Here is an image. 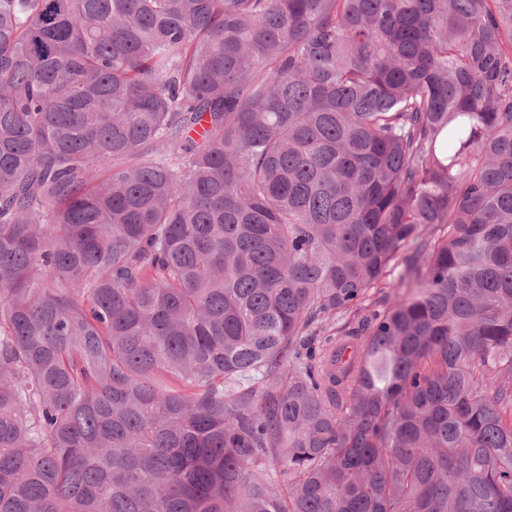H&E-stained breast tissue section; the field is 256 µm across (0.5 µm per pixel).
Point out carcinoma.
<instances>
[{
    "label": "carcinoma",
    "mask_w": 512,
    "mask_h": 512,
    "mask_svg": "<svg viewBox=\"0 0 512 512\" xmlns=\"http://www.w3.org/2000/svg\"><path fill=\"white\" fill-rule=\"evenodd\" d=\"M0 512H512V0H0Z\"/></svg>",
    "instance_id": "1"
}]
</instances>
